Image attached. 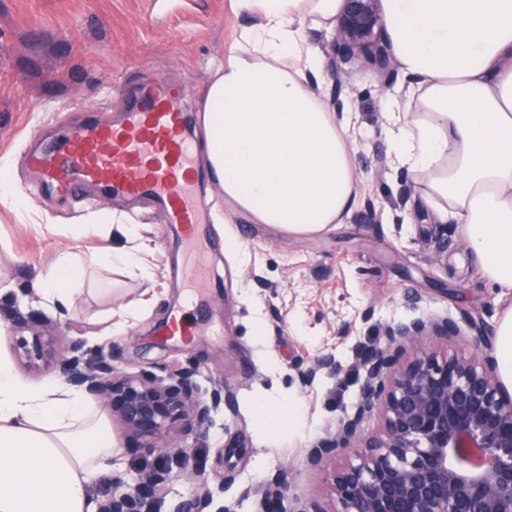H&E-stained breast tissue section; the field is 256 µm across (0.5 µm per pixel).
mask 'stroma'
Returning a JSON list of instances; mask_svg holds the SVG:
<instances>
[{
    "mask_svg": "<svg viewBox=\"0 0 512 512\" xmlns=\"http://www.w3.org/2000/svg\"><path fill=\"white\" fill-rule=\"evenodd\" d=\"M254 20L236 0H0V170L10 176L8 195L0 197V353L25 382L58 379V364L32 372L19 361L22 320L38 325L58 348L83 340L126 374L193 368L202 395L225 388L235 399L234 409L218 408L209 429L186 439L191 454L206 462L202 478L223 483L225 501L252 512L258 492L283 468L292 494L320 499L334 512L325 474L352 461V453L328 457L316 469L306 457L357 398V344L382 341L385 327L400 320L446 318L458 335L429 338L427 347L478 361L471 322L495 336L512 308V290L485 276L458 225L439 219L427 185L394 157L385 101L404 98L416 80L399 70L388 87L366 60L349 64L351 89L339 109L352 113L358 130L352 153L358 197L344 223L297 238L252 223L226 207L218 183L209 184L222 221L206 226L200 238L215 244L207 254L215 285L185 306L198 331L190 343L162 335L171 310L185 305L175 271L187 262L186 245L164 213L147 201L102 200L92 188L62 194L41 184L24 161L28 150L47 145L63 127L92 116L115 119L124 93L153 81L185 93L195 137L203 139L204 93L213 71ZM418 209L426 215L420 224ZM81 222L106 230L69 234V226ZM122 224L136 227L134 268L103 263L125 244ZM433 229L449 239L447 252L434 254ZM64 248L83 272V291L68 309L35 289ZM410 291L423 297L414 309L403 301ZM323 358L334 368L302 383L298 366ZM260 400L295 402L296 426L284 416L260 417L254 408ZM112 446L111 471L90 485L96 503L115 481L134 483L155 459L117 426Z\"/></svg>",
    "mask_w": 512,
    "mask_h": 512,
    "instance_id": "1",
    "label": "stroma"
}]
</instances>
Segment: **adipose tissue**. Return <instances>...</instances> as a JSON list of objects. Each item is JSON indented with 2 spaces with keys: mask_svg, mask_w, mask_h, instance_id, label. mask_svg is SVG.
<instances>
[{
  "mask_svg": "<svg viewBox=\"0 0 512 512\" xmlns=\"http://www.w3.org/2000/svg\"><path fill=\"white\" fill-rule=\"evenodd\" d=\"M256 16L206 91L201 144L224 198L253 223L305 238L356 205L350 117L314 83L322 58L306 19L335 26L341 0H237ZM399 67L417 78L387 100L398 162L442 199L489 280L512 289V0H383ZM75 256L58 251L42 294L69 307ZM112 467V428L72 387L22 381L0 355V512H93Z\"/></svg>",
  "mask_w": 512,
  "mask_h": 512,
  "instance_id": "ef3b65f1",
  "label": "adipose tissue"
}]
</instances>
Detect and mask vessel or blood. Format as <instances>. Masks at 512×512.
I'll list each match as a JSON object with an SVG mask.
<instances>
[{
  "label": "vessel or blood",
  "instance_id": "1",
  "mask_svg": "<svg viewBox=\"0 0 512 512\" xmlns=\"http://www.w3.org/2000/svg\"><path fill=\"white\" fill-rule=\"evenodd\" d=\"M26 160L43 181L65 192L93 186L151 201L187 240H197L208 221L211 203L201 188L212 175L198 164L176 89L146 87L126 103L120 120H88Z\"/></svg>",
  "mask_w": 512,
  "mask_h": 512
}]
</instances>
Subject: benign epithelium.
<instances>
[{
  "instance_id": "benign-epithelium-1",
  "label": "benign epithelium",
  "mask_w": 512,
  "mask_h": 512,
  "mask_svg": "<svg viewBox=\"0 0 512 512\" xmlns=\"http://www.w3.org/2000/svg\"><path fill=\"white\" fill-rule=\"evenodd\" d=\"M326 67L341 92L345 65L366 57L390 72L394 56L385 38L381 0H342ZM18 340L19 355L31 369L54 358L48 337L35 327ZM475 346L488 351L477 364L439 355L421 344L429 336L444 340L458 333L448 319H414L387 325L384 341L357 350L360 390L353 412L307 454L321 465L341 450L355 461L326 477L340 512H512V398L504 394L495 359L480 324L471 323ZM414 345L413 358L398 363L394 351ZM65 381L112 406V417L160 463L140 473L133 485L119 483L96 512H209L212 489L195 484L188 497L166 502L163 489L175 478L190 481L199 465L182 445L194 430L212 424L219 403L231 394L200 396L195 371L181 368L165 377H139L118 371L102 355L72 340L61 359ZM383 418L382 433L365 439L363 421ZM288 470L282 469L255 500L253 512H326L314 498L290 495Z\"/></svg>"
}]
</instances>
